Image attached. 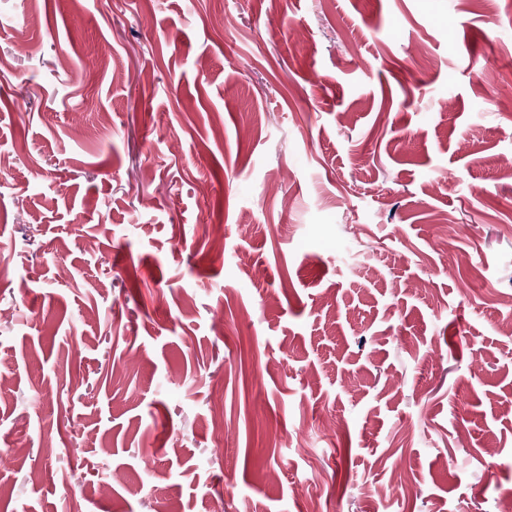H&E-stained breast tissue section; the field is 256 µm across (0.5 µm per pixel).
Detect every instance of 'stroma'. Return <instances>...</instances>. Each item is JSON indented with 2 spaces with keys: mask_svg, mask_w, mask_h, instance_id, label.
<instances>
[{
  "mask_svg": "<svg viewBox=\"0 0 512 512\" xmlns=\"http://www.w3.org/2000/svg\"><path fill=\"white\" fill-rule=\"evenodd\" d=\"M511 160L512 0H0V512H511Z\"/></svg>",
  "mask_w": 512,
  "mask_h": 512,
  "instance_id": "stroma-1",
  "label": "stroma"
}]
</instances>
